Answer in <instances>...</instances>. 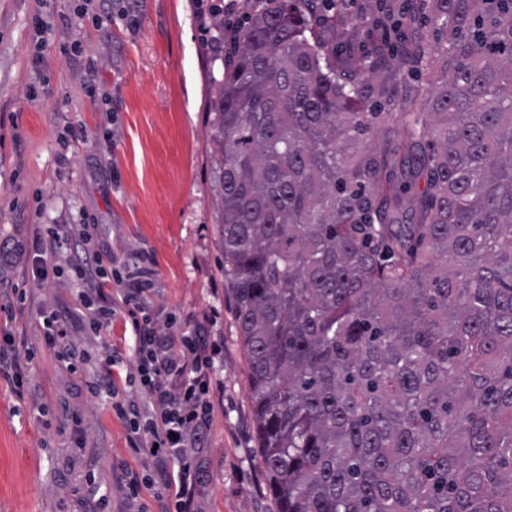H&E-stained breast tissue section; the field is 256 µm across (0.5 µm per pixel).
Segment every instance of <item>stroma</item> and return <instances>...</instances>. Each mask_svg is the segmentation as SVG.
<instances>
[{
	"instance_id": "1",
	"label": "stroma",
	"mask_w": 512,
	"mask_h": 512,
	"mask_svg": "<svg viewBox=\"0 0 512 512\" xmlns=\"http://www.w3.org/2000/svg\"><path fill=\"white\" fill-rule=\"evenodd\" d=\"M84 0H0V248L25 243L35 227L94 224L113 266L141 260L153 270L150 306L159 325L204 324L222 345L221 387L206 439L195 449L197 512H275L253 433L249 369L223 270L221 226L208 155V32L218 0H101L96 17L63 29ZM51 23L37 50L36 20ZM83 53L72 62L70 47ZM420 77L397 69L390 86L370 81L376 109H415ZM33 263L0 284V327L38 349L24 397L0 378V512H127L126 470L147 474L123 419L88 386L108 347L132 362L129 317L117 309L110 334L86 331L81 282L40 286ZM26 288L14 303L12 285ZM66 325L81 363L71 372L44 343L43 320ZM95 473L87 486L85 476Z\"/></svg>"
}]
</instances>
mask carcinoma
Here are the masks:
<instances>
[{"label":"carcinoma","instance_id":"1","mask_svg":"<svg viewBox=\"0 0 512 512\" xmlns=\"http://www.w3.org/2000/svg\"><path fill=\"white\" fill-rule=\"evenodd\" d=\"M248 2L211 13L210 159L276 512H512V0L401 15L444 40L402 43L443 73L412 112L365 108L379 25ZM224 4H234L232 10H227L225 8L224 12V40L227 41L228 36L232 29L244 24L246 20V16L248 15V9L246 8V0H223Z\"/></svg>","mask_w":512,"mask_h":512}]
</instances>
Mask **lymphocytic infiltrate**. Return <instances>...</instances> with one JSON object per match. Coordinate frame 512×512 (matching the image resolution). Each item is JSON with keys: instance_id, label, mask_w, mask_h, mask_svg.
<instances>
[{"instance_id": "obj_1", "label": "lymphocytic infiltrate", "mask_w": 512, "mask_h": 512, "mask_svg": "<svg viewBox=\"0 0 512 512\" xmlns=\"http://www.w3.org/2000/svg\"><path fill=\"white\" fill-rule=\"evenodd\" d=\"M96 231L93 224L78 229L81 250L71 272L87 285L81 302L88 311L92 333L110 332L117 308L126 309L135 342L134 370L129 378L138 383L145 402L138 405L120 400L111 373L119 358L112 354L92 392L111 399L116 415L130 423L135 448L151 457L155 467L153 478L147 480L129 474L125 494L137 503V512H147L138 504L145 487L154 489L156 498L165 502L164 512H195L199 475L190 453L205 438L215 385L214 360L221 346L204 336L198 325L177 331L157 325L147 304L151 268L124 273L110 267L108 258L92 246ZM36 356L35 346H18L13 330L0 328V377L13 385L15 394H23L24 376Z\"/></svg>"}]
</instances>
